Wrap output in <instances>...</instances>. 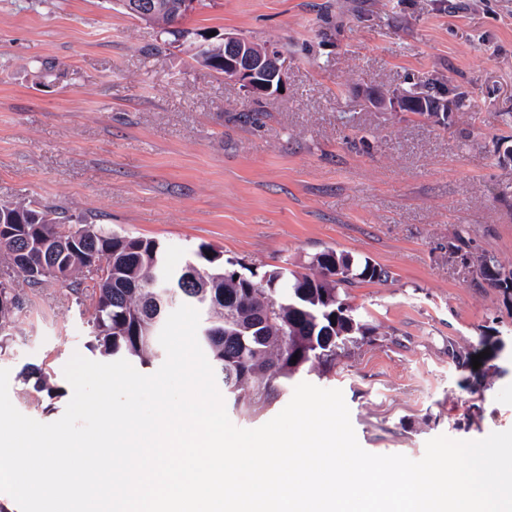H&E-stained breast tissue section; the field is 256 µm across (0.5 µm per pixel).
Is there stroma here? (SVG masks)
<instances>
[{"label": "stroma", "mask_w": 512, "mask_h": 512, "mask_svg": "<svg viewBox=\"0 0 512 512\" xmlns=\"http://www.w3.org/2000/svg\"><path fill=\"white\" fill-rule=\"evenodd\" d=\"M182 25L284 46V92L254 101L112 0H0V201L154 239L173 266L201 244L259 277L326 250L369 259L389 279L346 299L371 335L302 381L342 391L373 454L512 429V300L472 266L512 270V0H200ZM370 89L465 101L442 123ZM90 314L27 290L0 354L22 414L62 417ZM28 363L58 394L31 399ZM489 266H492L496 269L498 273L497 279H492L489 277ZM475 267L478 277L487 281L490 287L503 288L505 290V294L506 291L512 288V272H510L509 274H502L495 256L490 255L488 253H484L480 256H477V258L475 259Z\"/></svg>", "instance_id": "35a3bbf8"}]
</instances>
